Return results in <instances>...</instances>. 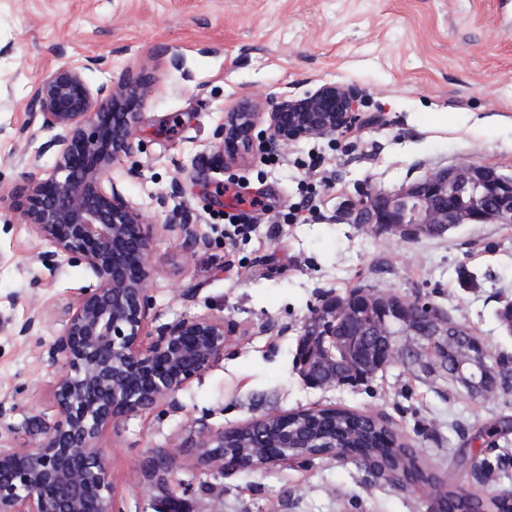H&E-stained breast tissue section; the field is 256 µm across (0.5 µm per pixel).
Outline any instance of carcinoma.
<instances>
[{
    "mask_svg": "<svg viewBox=\"0 0 512 512\" xmlns=\"http://www.w3.org/2000/svg\"><path fill=\"white\" fill-rule=\"evenodd\" d=\"M288 439L298 446L301 455H321L334 443L356 457L370 460L379 469L407 466L415 483L434 484L435 477L418 465L412 451L381 419L371 415L339 407L299 415L288 422ZM440 501L446 512H512V497L505 491L488 500L464 499L459 491L449 488L440 493Z\"/></svg>",
    "mask_w": 512,
    "mask_h": 512,
    "instance_id": "obj_1",
    "label": "carcinoma"
}]
</instances>
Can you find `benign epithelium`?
<instances>
[{
	"instance_id": "obj_1",
	"label": "benign epithelium",
	"mask_w": 512,
	"mask_h": 512,
	"mask_svg": "<svg viewBox=\"0 0 512 512\" xmlns=\"http://www.w3.org/2000/svg\"><path fill=\"white\" fill-rule=\"evenodd\" d=\"M151 80L126 71L91 87L83 67L51 69L28 100L30 122L49 134L34 161L53 165L6 197L48 245L36 260L49 270L62 260L85 264L96 279L63 313L64 325L39 358L60 371L51 389L54 413L33 412L10 423L17 407L0 400V512H113L104 433L146 409L174 403L191 379L224 358L235 332L224 318L180 317L154 327L148 287L153 227L112 180V166L131 157L137 113ZM362 93L324 84L302 98L283 95L272 106L242 99L224 116L214 148L236 163L265 138L279 147L344 131L361 121ZM267 128L259 131L260 123ZM0 195V200L6 198ZM350 224L416 242L462 224L512 223V174L468 164L431 171L393 191L367 189L345 213ZM164 228L185 252L207 246L189 211L172 213ZM397 359L448 378L486 397L500 388V368L472 331L448 312L391 290L361 286L346 298L323 300L298 336L304 381L335 387L367 380ZM287 413L262 415L244 428H279L280 453L253 445L229 453L231 431H204L195 443L201 464L219 470L258 469L288 453Z\"/></svg>"
}]
</instances>
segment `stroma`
<instances>
[{"label": "stroma", "instance_id": "obj_1", "mask_svg": "<svg viewBox=\"0 0 512 512\" xmlns=\"http://www.w3.org/2000/svg\"><path fill=\"white\" fill-rule=\"evenodd\" d=\"M65 62L85 64L94 86L126 69L152 81L139 109L142 148L112 169L155 224L152 314L161 323L210 315L238 327L223 360L179 391L176 405L105 433L116 512H155L166 491L148 462L162 456L187 512H432L430 489L384 480L352 458L219 474L191 447L203 427L330 406L381 417L421 467L455 488L512 489V450H502L512 431L490 448L474 441L512 417V391L471 398L404 362L362 384L312 388L294 359L321 299L360 285L429 301L471 327L491 358H512V334L498 317L512 303V224H464L404 243L339 214L364 185L392 190L472 163L512 172V0H0V188L51 167V156L33 157L45 133L31 126L22 138L18 129L28 124L34 83ZM334 82L362 91L360 128L299 141L273 164L257 144L237 165L216 156L214 132L234 102L300 97ZM316 155L323 165L309 168ZM175 180L181 194L159 208L156 196ZM308 188L314 209L285 222ZM238 192L267 205L247 235L224 221ZM171 208L193 213L208 247L181 251L163 228ZM45 248L18 211L0 206V399L16 404L17 423L33 411L52 414L59 371L39 353L95 282L76 262L43 268L36 255ZM187 286L193 299L181 295ZM33 316L34 332L20 335ZM477 457L492 460V474L479 473Z\"/></svg>", "mask_w": 512, "mask_h": 512}]
</instances>
